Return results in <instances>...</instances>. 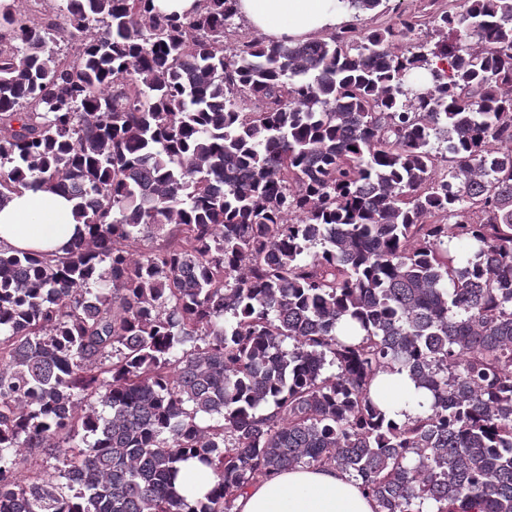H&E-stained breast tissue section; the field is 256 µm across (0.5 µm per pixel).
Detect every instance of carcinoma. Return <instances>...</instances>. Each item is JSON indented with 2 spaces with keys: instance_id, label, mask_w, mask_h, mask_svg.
<instances>
[{
  "instance_id": "carcinoma-1",
  "label": "carcinoma",
  "mask_w": 512,
  "mask_h": 512,
  "mask_svg": "<svg viewBox=\"0 0 512 512\" xmlns=\"http://www.w3.org/2000/svg\"><path fill=\"white\" fill-rule=\"evenodd\" d=\"M56 2L0 0V201L88 234L0 246V512H234L297 466L512 512V0H338L296 43L227 42L236 0ZM85 231L73 216L72 202L48 190L22 189L0 203V246L55 252ZM425 396L417 391L414 384L402 373H384L378 377L376 397L385 401L387 416L396 422H404L415 413L412 401L415 397ZM180 478L185 485L191 486V493L195 497L206 493L213 485L211 475L198 471L193 465H186Z\"/></svg>"
}]
</instances>
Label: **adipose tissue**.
<instances>
[{
    "label": "adipose tissue",
    "mask_w": 512,
    "mask_h": 512,
    "mask_svg": "<svg viewBox=\"0 0 512 512\" xmlns=\"http://www.w3.org/2000/svg\"><path fill=\"white\" fill-rule=\"evenodd\" d=\"M247 23L273 41H304L345 19L337 0H238ZM83 224L73 204L48 190H28L0 201V246L16 250L55 252ZM418 392L406 373H384L376 396L387 416L406 421L415 413ZM376 505L361 484L332 468L296 467L253 483L236 501L237 512H375Z\"/></svg>",
    "instance_id": "1"
}]
</instances>
